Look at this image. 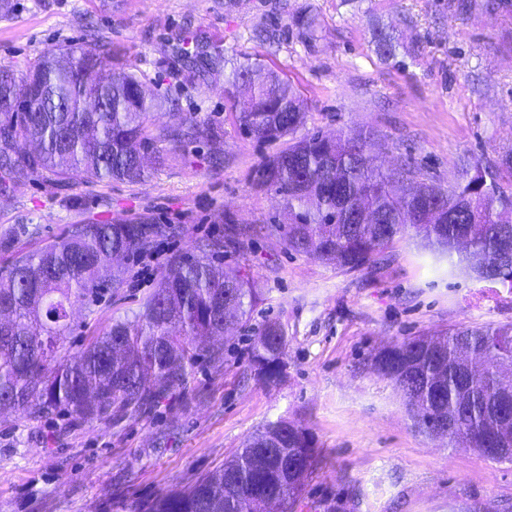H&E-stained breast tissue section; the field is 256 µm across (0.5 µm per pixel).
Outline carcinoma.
Returning a JSON list of instances; mask_svg holds the SVG:
<instances>
[{
    "label": "carcinoma",
    "instance_id": "cac0c4a2",
    "mask_svg": "<svg viewBox=\"0 0 512 512\" xmlns=\"http://www.w3.org/2000/svg\"><path fill=\"white\" fill-rule=\"evenodd\" d=\"M224 92L248 105L234 111L242 134L275 142L294 134L303 101L279 75L248 59L233 66ZM155 106L132 72L112 69L102 45L48 51L26 71L0 68V200L32 174L63 183L74 173L134 182L145 174L155 139L177 147L200 135L192 118L170 113L158 135L146 117ZM29 145L27 152L20 145ZM257 180L279 195L288 223L277 225L288 249L347 271L372 266L395 237L410 230L441 253L471 244L462 261L477 277L512 292V194L465 163L456 184L426 183L410 162L389 170L372 153L371 137L304 136L267 159ZM177 232L172 224H70L34 252L0 271V412L31 418L63 413L100 420L113 407H142L182 389L200 355L224 329L242 327L258 300L250 279L224 272V253L249 229L195 244L176 258L133 319L116 321L82 351L61 354L77 304H96L118 288L135 255ZM286 332L266 324L252 344L258 375H279ZM374 369L404 394L414 423L429 435L450 421V448L486 457L496 448L512 461V322L460 326L415 336L379 351ZM295 471L283 474V461ZM318 460L311 434L287 420L272 422L224 466L193 484L115 505L117 512H288Z\"/></svg>",
    "mask_w": 512,
    "mask_h": 512
}]
</instances>
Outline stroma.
Returning a JSON list of instances; mask_svg holds the SVG:
<instances>
[{"label": "stroma", "mask_w": 512, "mask_h": 512, "mask_svg": "<svg viewBox=\"0 0 512 512\" xmlns=\"http://www.w3.org/2000/svg\"><path fill=\"white\" fill-rule=\"evenodd\" d=\"M0 16V67L25 71L43 53L97 39L114 69L141 80L161 103L150 129L171 111L195 119L196 141L156 148L168 157L139 181L73 174L59 185L34 175L0 206V267L82 221L176 224L128 265L121 288L76 306L63 346L83 350L113 320L136 312L169 260L228 225L253 228L224 269L260 290L246 328L216 338L221 360L203 358L184 393L101 420L31 421L0 414V512H103L127 497L187 486L222 466L268 423L306 428L318 464L292 512H512V461L451 448L420 430L402 392L373 356L414 336L512 321V294L452 271L420 238H395L375 271L347 272L290 252L272 232L288 221L279 196L255 172L287 149L236 127L224 72L190 75L184 38L229 60L260 58L307 102L298 136L369 133L384 167L410 160L448 186L463 159L496 173L512 151V12L491 16L457 0H10ZM390 37L382 57L376 33ZM223 132L214 150L205 132ZM286 330L280 377L250 361L256 331Z\"/></svg>", "instance_id": "1"}]
</instances>
